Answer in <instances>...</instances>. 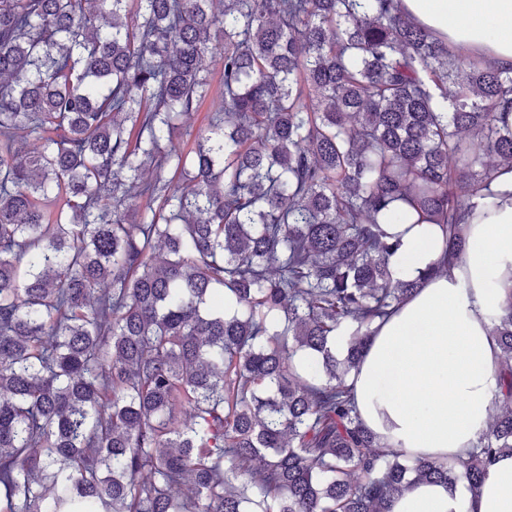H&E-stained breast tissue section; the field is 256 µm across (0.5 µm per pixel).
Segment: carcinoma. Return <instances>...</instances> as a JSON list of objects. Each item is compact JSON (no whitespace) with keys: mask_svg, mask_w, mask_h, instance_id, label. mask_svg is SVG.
Listing matches in <instances>:
<instances>
[{"mask_svg":"<svg viewBox=\"0 0 512 512\" xmlns=\"http://www.w3.org/2000/svg\"><path fill=\"white\" fill-rule=\"evenodd\" d=\"M213 52L224 105L184 153ZM505 171L512 68L400 0H0V512H389L411 474L478 487L512 453V303L458 471L380 446L346 377L422 285L393 279L386 225H440L447 270Z\"/></svg>","mask_w":512,"mask_h":512,"instance_id":"obj_1","label":"carcinoma"}]
</instances>
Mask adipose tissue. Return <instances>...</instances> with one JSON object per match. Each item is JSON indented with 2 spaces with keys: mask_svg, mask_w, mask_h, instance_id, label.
I'll return each mask as SVG.
<instances>
[{
  "mask_svg": "<svg viewBox=\"0 0 512 512\" xmlns=\"http://www.w3.org/2000/svg\"><path fill=\"white\" fill-rule=\"evenodd\" d=\"M415 22L471 56L512 65V0H402ZM479 199L468 248L450 270L430 275L444 256L436 224L398 225L389 258L394 279L422 288L372 327L364 356L347 378L364 424L410 460L457 464L477 448L498 392L502 357L492 339L504 287L512 281V174ZM390 512H512V455L499 456L477 491L466 481L411 482Z\"/></svg>",
  "mask_w": 512,
  "mask_h": 512,
  "instance_id": "obj_1",
  "label": "adipose tissue"
}]
</instances>
